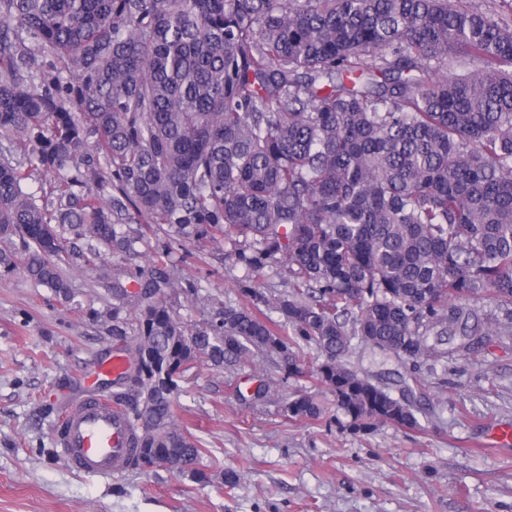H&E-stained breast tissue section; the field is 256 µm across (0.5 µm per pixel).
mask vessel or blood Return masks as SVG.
Returning a JSON list of instances; mask_svg holds the SVG:
<instances>
[{"mask_svg":"<svg viewBox=\"0 0 512 512\" xmlns=\"http://www.w3.org/2000/svg\"><path fill=\"white\" fill-rule=\"evenodd\" d=\"M59 446L72 470L88 474L123 469L133 454L123 411L102 395L87 397L72 410Z\"/></svg>","mask_w":512,"mask_h":512,"instance_id":"1","label":"vessel or blood"}]
</instances>
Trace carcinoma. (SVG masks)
<instances>
[{
	"instance_id": "carcinoma-1",
	"label": "carcinoma",
	"mask_w": 512,
	"mask_h": 512,
	"mask_svg": "<svg viewBox=\"0 0 512 512\" xmlns=\"http://www.w3.org/2000/svg\"><path fill=\"white\" fill-rule=\"evenodd\" d=\"M164 227L290 288L241 281L250 306L189 331ZM15 237L21 262L1 248L0 266L66 299L77 242L151 256L103 311L136 449L199 461L173 373L200 358L294 378L317 359L351 426L418 428L419 408L345 358L357 339L433 370L512 331V0H0V239ZM278 413L323 408L294 394ZM250 280L252 286L268 294L271 292L277 295L289 290L288 277L275 268H266L260 274H250Z\"/></svg>"
}]
</instances>
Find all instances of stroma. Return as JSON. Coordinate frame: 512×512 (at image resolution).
Returning a JSON list of instances; mask_svg holds the SVG:
<instances>
[{"label":"stroma","instance_id":"stroma-1","mask_svg":"<svg viewBox=\"0 0 512 512\" xmlns=\"http://www.w3.org/2000/svg\"><path fill=\"white\" fill-rule=\"evenodd\" d=\"M183 290L172 312L196 326L220 307L246 300L238 283L282 293L279 270L246 274L220 245L160 234ZM137 260L103 254L101 267L74 260L64 274L71 299L36 285L21 270L0 268V512H512V336L481 354L450 358L437 371L410 365L355 343L349 367L408 396L425 414L417 429L380 424L352 428L331 395L312 379L273 368L219 371L196 362L176 395V419L201 443L199 475L164 467L79 474L56 439L70 411L87 395H111V379L84 377L117 353L112 325L97 311L113 303L112 280L130 283ZM415 374L412 394L398 376ZM269 398H255L259 383ZM316 394L325 412L289 421L282 395ZM236 483H226L227 474Z\"/></svg>","mask_w":512,"mask_h":512}]
</instances>
